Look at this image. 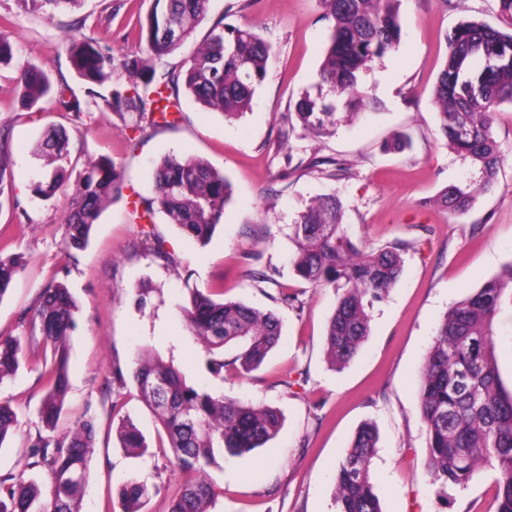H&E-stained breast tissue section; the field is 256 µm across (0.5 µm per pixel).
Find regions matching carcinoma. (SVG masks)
I'll return each instance as SVG.
<instances>
[{
  "mask_svg": "<svg viewBox=\"0 0 512 512\" xmlns=\"http://www.w3.org/2000/svg\"><path fill=\"white\" fill-rule=\"evenodd\" d=\"M23 11L37 14L60 11L81 0H15ZM321 19L328 22L329 39L318 70V83L330 97L306 93L294 105L303 129L330 134L336 128L337 109L359 115L365 107L359 90L362 74L371 63L396 50L401 42L400 0H318ZM210 0H155L140 23L144 56L118 60L110 47L93 37L74 39L68 46L71 65L87 84L80 100L68 84L52 87L48 78L15 55L11 34L0 26V65L15 63L24 105L34 107L51 99L64 112L80 116L97 108L121 119L132 116L129 128L155 123L162 103L176 112L200 106L228 120L252 109L274 54L273 44L252 26H226L217 21L198 49L178 66L167 58L194 36L206 19ZM498 23L464 21L446 34L447 57L432 91L438 129L449 148L478 169L479 183L453 184L440 191L434 203L462 214L476 194L492 189L503 155L494 137L496 112L512 105V0H497ZM111 82L107 93L96 87ZM185 101H180L179 91ZM37 155L50 173L34 192L44 198L66 187L64 163L70 138L50 129L37 145ZM123 170L108 157L90 163L80 174L71 207L64 217V248L68 259L87 245L93 225L105 205L122 194ZM132 215L147 225L156 214L177 226L188 238L206 243L212 237L232 196L224 173L193 154H168L157 163L151 194L132 191ZM343 203L338 194L313 200L288 225L294 245L290 262L306 283L336 291V307L326 332V356L334 367L349 363L370 333L369 304L383 297L399 281L404 261L396 247L375 248L356 242L342 223ZM0 248V301L12 288L24 263L18 254ZM512 306V264L487 280L443 316L423 358L419 388V415L426 438V470L438 502L448 505V491L464 487L483 469L497 472L496 512H512V389L501 379L495 348V321L503 306ZM186 327L210 354L207 369L224 379V367L235 365L248 374L264 363L281 336V323L271 311L240 301L216 300L208 288L187 287L182 306ZM76 302L69 288L53 281L41 292L22 322L32 336L51 349V357L35 361L43 381L39 418L49 434L31 441L30 469L46 470L48 493L22 474L0 479V512H80L89 459L96 444L92 417L60 439L56 429L69 392L67 339L75 326ZM241 345L229 364L221 350ZM23 345L18 336L0 335V383L21 366ZM129 378L141 400L162 425L176 466L186 475L169 512H210L215 500L208 469L225 456L241 457L273 440L282 425L274 407L229 398L187 384L173 364L159 356L139 354ZM17 415L0 403V448L11 436ZM121 447L137 452L145 447L142 433L131 418L116 428ZM377 433L370 424L356 432L335 471L336 512H383L370 479ZM148 486L134 478L119 489L123 512H144Z\"/></svg>",
  "mask_w": 512,
  "mask_h": 512,
  "instance_id": "1",
  "label": "carcinoma"
}]
</instances>
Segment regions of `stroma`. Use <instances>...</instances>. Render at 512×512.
Masks as SVG:
<instances>
[{
	"label": "stroma",
	"instance_id": "35a3bbf8",
	"mask_svg": "<svg viewBox=\"0 0 512 512\" xmlns=\"http://www.w3.org/2000/svg\"><path fill=\"white\" fill-rule=\"evenodd\" d=\"M154 0H82L53 17L21 13L15 0H0V21L22 60L67 81L78 97L86 86L69 60L71 40L87 35L116 55H141L140 20ZM495 0H401V43L376 60L360 80L365 114L338 122L315 137L284 116L303 93L317 94V72L328 27L317 0H212L209 21L251 25L268 37L277 57L252 109L239 120L189 108L172 128L134 133L110 112L82 117L54 105L21 107L13 66L0 67V134L8 135V177L0 184V242L23 257L26 268L0 300V333L21 337L27 353L40 352L21 322L51 281L65 282L79 310L68 338L70 391L58 434L83 415L94 416L91 456L81 512H122L118 487L127 479L151 490L146 512H169L182 477L172 465L167 436L133 384L118 385L113 367L130 369L149 348L173 362L188 384L279 409L277 437L248 456L226 458L209 473L218 497L211 512H336L334 476L361 424L378 432L371 480L383 512H496V473L480 471L437 502L426 471L425 434L418 415L419 370L435 328L457 301L512 263V105L500 107L494 134L505 155L493 190L479 193L471 210L453 214L434 205L451 184L475 181L470 160L448 148L437 132L431 90L447 56L445 34L463 20L495 22ZM70 134L69 188L42 200L36 183L45 171L32 150L48 129ZM410 138L401 152L384 145ZM205 158L230 180L233 194L220 226L200 245L163 217L151 236L130 215L128 197L113 198L94 226L88 247L69 261L63 251V217L70 189L91 157L107 156L124 169L128 185L148 192L155 162L168 153ZM326 158V165L293 169L289 159ZM345 170L334 176V162ZM337 193L343 221L355 239L376 247L402 246L404 268L388 295L369 307L370 334L343 368L327 361L324 335L335 304L330 288L298 280L288 263V226L309 202ZM168 260H160L156 248ZM251 269L267 272L258 282ZM220 288L228 300L274 312L281 321L277 346L248 376L225 368L223 380L208 372L203 344L185 328L181 306L188 286ZM293 304L282 301V293ZM39 372L23 364L0 383L18 424L0 448V476L18 473L41 429ZM121 400L112 413V400ZM131 416L148 453L137 458L120 448L115 426Z\"/></svg>",
	"mask_w": 512,
	"mask_h": 512
}]
</instances>
